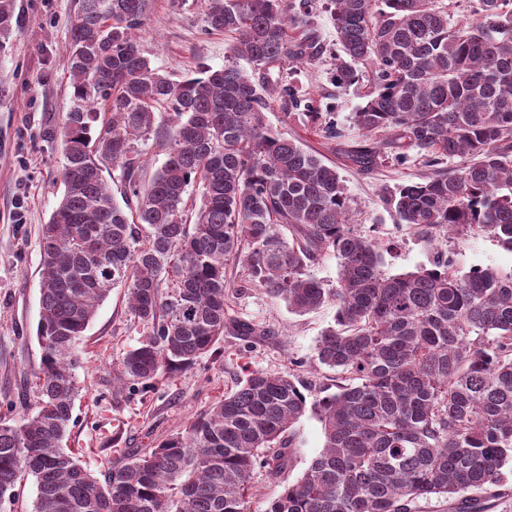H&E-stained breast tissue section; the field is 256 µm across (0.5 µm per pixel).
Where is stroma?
<instances>
[{"label": "stroma", "instance_id": "35a3bbf8", "mask_svg": "<svg viewBox=\"0 0 512 512\" xmlns=\"http://www.w3.org/2000/svg\"><path fill=\"white\" fill-rule=\"evenodd\" d=\"M80 0H15L19 24L0 51V416H15L37 401L35 383L41 364L36 340L39 318L42 224L57 205L62 186L61 118L70 105L68 80L69 18ZM206 0H152L136 39L155 68L178 79L224 64L230 38L203 28ZM317 54L298 66L292 82L324 119L335 121L340 139L321 138L301 116H286L279 102L266 113L267 124L300 139L336 163L344 180L359 234L376 239L387 274L399 275L431 266L438 251L450 252L459 273L476 267L512 270V252L482 234L431 241L400 223L389 199L403 184L420 180L430 169L417 151L404 163L385 161L362 171L344 158L360 132L352 115L364 104L369 86L336 83L333 14L319 7L311 19ZM237 316L267 328L264 340L246 344L225 334L218 352L194 369L165 376L143 394L120 386L117 366L143 334L133 324L123 289L101 303L76 349L80 387L70 434L64 441L80 464L103 474L133 448H151L234 389L246 371L281 373L295 369L303 381L321 383L323 372L310 359L321 330L332 323L335 307L297 315L285 303L254 288L233 297ZM324 446L323 427L314 412L292 428L290 462L279 477L257 471L252 481L251 512H263L283 486L302 477Z\"/></svg>", "mask_w": 512, "mask_h": 512}]
</instances>
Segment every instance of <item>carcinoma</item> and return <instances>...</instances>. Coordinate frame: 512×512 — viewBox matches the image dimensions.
<instances>
[{
  "label": "carcinoma",
  "instance_id": "obj_1",
  "mask_svg": "<svg viewBox=\"0 0 512 512\" xmlns=\"http://www.w3.org/2000/svg\"><path fill=\"white\" fill-rule=\"evenodd\" d=\"M309 0H208L206 30L232 37L224 66L172 79L136 41L149 0H81L70 20V106L62 117L61 198L41 227L38 403L0 418V492L34 478L33 512H246L254 473L288 469L290 430L318 411L323 450L263 512H416L436 498L485 512L512 458V272L465 275L442 253L396 276L356 232L336 164L265 123L272 101L319 113L270 69L311 60ZM339 83L370 66L355 113L358 167L417 150L433 172L392 204L421 232L482 233L512 251V0H329ZM17 27L0 0V49ZM253 66L243 70L238 60ZM172 113L166 125L155 110ZM167 159L150 178L143 146ZM469 155L451 173L440 161ZM123 187L118 203L112 184ZM202 187L200 201L188 188ZM339 260L337 285L310 274ZM244 278H227L229 264ZM126 288L146 339L122 357L142 388L214 354L224 333L266 335L234 315L229 291L262 288L296 314L329 303L334 324L313 364L336 374L324 396L294 374L251 371L236 389L153 448H134L98 478L63 447L77 392L74 352L97 306Z\"/></svg>",
  "mask_w": 512,
  "mask_h": 512
}]
</instances>
